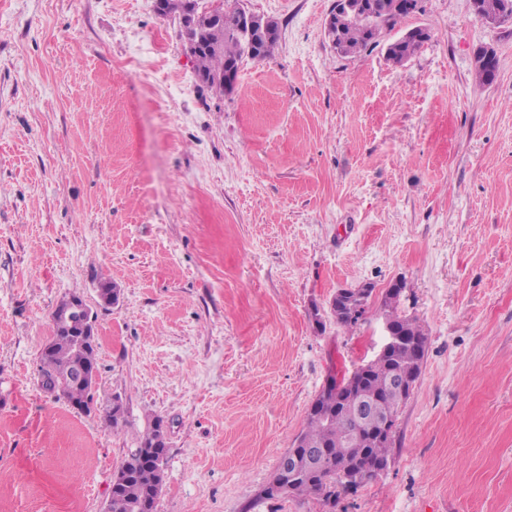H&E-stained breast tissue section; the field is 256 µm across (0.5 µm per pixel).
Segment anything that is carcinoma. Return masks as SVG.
Listing matches in <instances>:
<instances>
[{"mask_svg":"<svg viewBox=\"0 0 512 512\" xmlns=\"http://www.w3.org/2000/svg\"><path fill=\"white\" fill-rule=\"evenodd\" d=\"M220 21L206 23L207 16L199 17L205 25L207 45L193 52L194 71L199 86L224 92L222 81L226 68L240 65L244 58L260 62L271 57L279 41V28H274L269 36L248 35L241 28L242 7L237 0H221ZM472 9L482 17L497 21H512V0H471ZM156 12L161 16L174 15L182 22L185 16L198 12V0H160ZM407 11H387L382 14L380 24L370 29L367 19L361 12L350 15L347 24L339 31L338 38L344 46L343 55H351L379 43L381 34L393 30ZM431 32L425 31L421 38H411L403 42H392L387 48V59L400 65L413 56L427 41ZM498 64L490 65L482 54H477L476 80L479 84H490ZM101 301L110 306L118 302L119 291L108 278L99 282ZM401 292L387 290L382 299V307L392 322L409 340L392 350L377 362L367 367H358L344 376L339 387L320 393L316 399L317 411L308 413L305 428L294 439L290 453L304 456L313 450L319 456V463L311 469L300 463L299 470L287 475L276 469L270 482L261 492L267 499L288 495L316 496L329 503L336 500V484L349 476L352 469L360 473L359 481L344 489H356L359 483L376 476L390 461V448L394 438L371 442L363 430L356 428L346 411L350 396L362 390L376 395L384 401L387 410L398 415L404 403L387 393L385 378L394 370L421 369L424 361L427 337L421 326L413 318L398 313ZM356 301L352 294L334 298V310L338 318L336 324L347 330L355 327L361 319L351 314ZM42 387L64 399L72 408L88 412L94 402L92 387L76 381V369L86 366L98 370L97 346L82 347L77 336L59 327H54L53 336L40 354ZM164 419L158 415L151 418L139 439L138 445L130 451L128 458L112 480V512H157V505L165 479L168 445L160 440V428ZM349 433L348 447H336V439Z\"/></svg>","mask_w":512,"mask_h":512,"instance_id":"cac0c4a2","label":"carcinoma"}]
</instances>
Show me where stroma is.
Segmentation results:
<instances>
[{"label":"stroma","instance_id":"obj_1","mask_svg":"<svg viewBox=\"0 0 512 512\" xmlns=\"http://www.w3.org/2000/svg\"><path fill=\"white\" fill-rule=\"evenodd\" d=\"M333 3L242 0L280 40L222 95L154 0H0V512H105L155 415L158 512H512V22L423 0L342 56ZM416 26L431 39L389 62ZM397 281L427 350L387 468L332 508L262 499L327 376L379 350ZM363 284L337 326L336 291ZM73 295L97 315L88 413L41 386ZM431 39V32L425 29L422 38L411 37L403 42H392L387 48V59L393 64L400 65L413 56L427 41Z\"/></svg>","mask_w":512,"mask_h":512}]
</instances>
